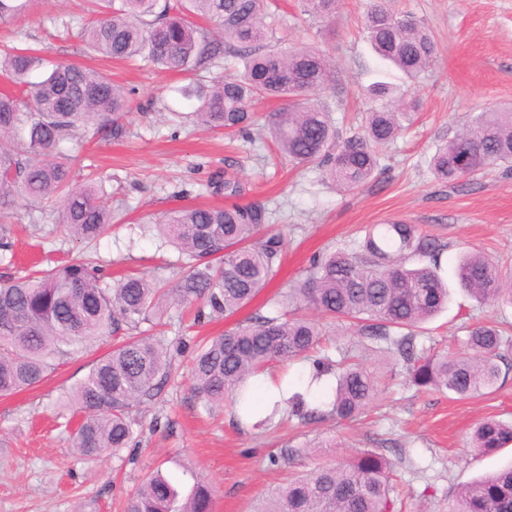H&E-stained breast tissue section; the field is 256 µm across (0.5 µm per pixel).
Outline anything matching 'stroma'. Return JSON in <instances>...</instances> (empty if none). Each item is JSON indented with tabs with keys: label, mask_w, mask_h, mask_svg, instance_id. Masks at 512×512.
Returning a JSON list of instances; mask_svg holds the SVG:
<instances>
[{
	"label": "stroma",
	"mask_w": 512,
	"mask_h": 512,
	"mask_svg": "<svg viewBox=\"0 0 512 512\" xmlns=\"http://www.w3.org/2000/svg\"><path fill=\"white\" fill-rule=\"evenodd\" d=\"M371 2L337 0L332 24L304 15L302 0L272 5L285 33L272 40L274 49L308 44L335 62L337 80L329 95L341 132L362 124L371 102L359 92L374 81L391 82L404 101L419 103L384 150L375 176L347 194L324 183L315 168L268 164V147L258 136H229L197 125L194 101L181 93L189 76L89 51L81 38L89 0H31L23 14L0 22V46L36 49L48 68L67 62L97 69L131 93L133 109L122 137L92 128L61 141L55 151L58 158L72 159L77 174L96 176L112 212L110 226L92 246L107 279L147 273L174 284L185 277L178 252L164 245L153 224L182 206L224 204L210 182L228 158L236 161L235 174L245 187L240 203L265 205L272 213L269 231L285 235L282 269L247 314H275V293L303 276L315 256L389 221L416 225L445 244L441 263L451 281L458 257L473 249L512 271V173L486 172L463 190L438 181L429 168L436 148L473 113L512 105V0H392L395 11L431 30L439 48L418 83L381 61L361 34ZM7 221L15 230L11 248L0 250V281L27 275L35 262H63L79 251L62 226L61 202L20 207ZM450 291L447 310L417 331L423 347L461 351L468 326L490 319L512 337L511 306H479L453 282ZM227 326L221 318L197 320L186 309L169 308L168 376L156 398L139 410V446L114 456H78L71 442L77 420L61 405L67 391L112 350V337L72 350L36 388L0 397V512H123L125 499L151 470L161 468L179 481L187 465L214 481L215 512H252L260 498L298 473L358 450L384 453L392 443L399 448L391 460L405 492L401 512H448L454 489L512 464V447L478 455L465 444L483 419L512 420V373L494 392L455 400L418 392L406 384L404 367L367 349L363 359L381 372L382 392L357 420L293 419L266 430L235 424L230 409L203 406L191 375L202 339ZM309 374L305 360L275 365L258 393L270 403L274 381L320 406L329 384H311ZM319 434L336 438L337 447L315 449L286 469L270 466V456L284 442Z\"/></svg>",
	"instance_id": "stroma-1"
}]
</instances>
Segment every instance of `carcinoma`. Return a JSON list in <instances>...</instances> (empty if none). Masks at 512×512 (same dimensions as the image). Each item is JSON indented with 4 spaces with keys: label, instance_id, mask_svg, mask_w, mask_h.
Listing matches in <instances>:
<instances>
[{
    "label": "carcinoma",
    "instance_id": "cac0c4a2",
    "mask_svg": "<svg viewBox=\"0 0 512 512\" xmlns=\"http://www.w3.org/2000/svg\"><path fill=\"white\" fill-rule=\"evenodd\" d=\"M33 0H0V20L12 18ZM101 18L82 36L94 52L112 59H148L165 70L190 72L220 53L241 58L240 73L209 86L188 85L196 98L195 121L209 130L245 132L268 129L281 161L314 165L342 192H354L378 170L381 150L402 130L395 111L397 88L378 81L367 88L374 105L361 130L339 132L321 94L335 82L336 68L319 49L270 48L273 28L268 0H95ZM306 12L330 16L335 0H306ZM205 18L222 41L195 22ZM363 34L376 55L417 81L437 55L429 30L378 0L364 17ZM40 58L24 50H1L0 71L25 89L30 104L0 92V211L20 198L32 202L64 195L68 235L84 243L111 223L98 188L85 181L74 187L73 168L54 158L68 136L89 129L116 137L130 111L127 92L95 69L57 64L39 82L29 81ZM277 99L282 106L258 118L255 103ZM431 171L457 184L475 175L512 167V108L486 109L440 145ZM215 187L224 196L243 193L242 183L224 174ZM269 211L262 204L184 206L156 225L174 246L189 273L173 288L153 279L127 276L105 284L100 266L87 256L0 284V396L38 386L53 360L100 336L120 339L65 395V406L81 415L74 451L88 459L136 446V408L157 395L167 376L168 338L137 336L147 322L161 321L168 305L203 301L209 315L230 319L246 308L276 276L283 257L280 233H266ZM445 245L414 224L372 227L363 239L313 261L307 275L279 295L275 316L257 313L208 340L193 362L194 390L207 409L230 403L237 421L258 412L257 378L274 361L305 358L311 382L335 380L325 408H313L296 393L286 401L288 415L302 422L353 420L378 395L380 372L349 347L340 359L317 353L326 336L324 321L340 325L370 344L371 350L403 364L410 384L458 399L496 389L509 340L493 324L472 327L458 354H427L417 346L415 327L448 306V282L441 275ZM460 288L480 304L512 306V274L473 250L455 268ZM512 444V423L489 419L470 434L468 448L486 455ZM303 455L285 445L271 458L287 468ZM393 462L372 450L318 467L275 488L255 512H395ZM186 495L160 470L145 476L129 494L124 512H213L215 487L191 473ZM453 512H512V465L477 478L455 493Z\"/></svg>",
    "mask_w": 512,
    "mask_h": 512
}]
</instances>
